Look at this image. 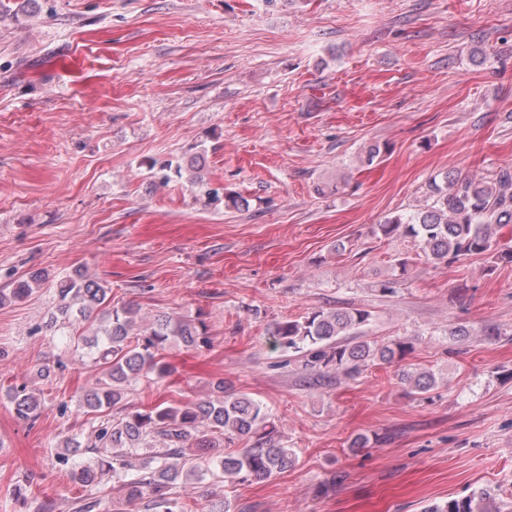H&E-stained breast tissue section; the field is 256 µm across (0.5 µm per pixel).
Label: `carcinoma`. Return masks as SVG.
Wrapping results in <instances>:
<instances>
[{"label": "carcinoma", "mask_w": 512, "mask_h": 512, "mask_svg": "<svg viewBox=\"0 0 512 512\" xmlns=\"http://www.w3.org/2000/svg\"><path fill=\"white\" fill-rule=\"evenodd\" d=\"M192 184L209 199L219 191L209 187L201 175L197 158L189 160ZM431 203L413 215H394L378 225L385 237H412L424 257L435 264L462 257L487 256L495 264H512V245L494 238L500 228L512 224V171L501 170L495 178H461L452 171L428 184ZM112 288L81 272L58 281L56 310L62 326H73L100 312L104 327L77 344L93 350L101 376L83 394L87 414L103 408L112 416L98 422L93 440L86 446L89 462L72 471L74 484L84 489L110 476L120 482L127 504L141 503L145 512H192V505L177 490L180 476L210 478L216 484H249L276 477L295 465V451L282 439L270 421L266 407L222 380L204 398L184 405H137L129 401L143 379H163L174 373L163 352L173 341L188 348L208 342L203 320L181 321L162 316L140 326L131 306H112ZM33 293L31 282L18 280L5 301L23 300ZM367 310L314 312L303 320L276 324L272 336L285 351L298 356L305 373H330L356 377L372 365L402 360L408 346L401 340L377 344L358 340L356 330L368 324ZM400 380L411 391L424 394L437 385L431 371L400 372ZM14 412L20 420L38 416L41 400L24 386L11 389ZM240 442L234 452H218ZM130 448H150L151 454L135 475ZM492 499L481 491L459 499L434 504L424 512H485Z\"/></svg>", "instance_id": "cac0c4a2"}]
</instances>
